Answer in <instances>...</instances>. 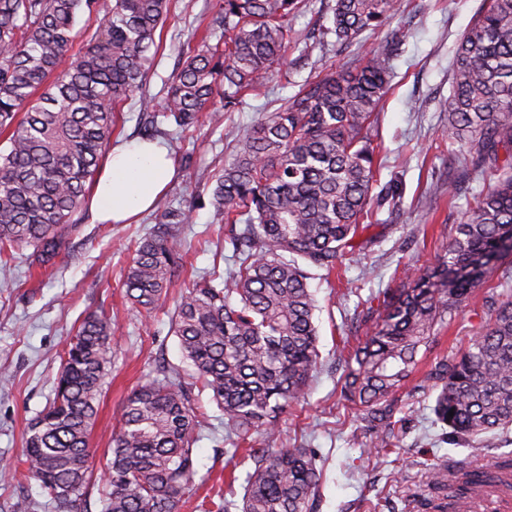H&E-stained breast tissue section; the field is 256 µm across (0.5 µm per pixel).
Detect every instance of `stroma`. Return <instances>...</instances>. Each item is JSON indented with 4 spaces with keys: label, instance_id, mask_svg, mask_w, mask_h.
<instances>
[{
    "label": "stroma",
    "instance_id": "stroma-1",
    "mask_svg": "<svg viewBox=\"0 0 512 512\" xmlns=\"http://www.w3.org/2000/svg\"><path fill=\"white\" fill-rule=\"evenodd\" d=\"M482 2L402 0L399 15L344 48L331 35L303 43V36L326 23L334 4L303 0L300 12L290 19L301 41L289 45L279 74L266 88L246 96L236 111L225 113L221 124L204 116L195 128L182 132L165 120L149 133L168 146L177 168L154 210L130 224H100L82 211L77 231L52 268L31 270L19 258L10 272L0 273V372L9 376L0 383V469L16 464L29 423L52 398L61 356L79 320L91 312L105 313L114 328L112 367L90 439L93 479L88 494L89 512H101L107 450L122 404L137 384L154 376L157 363L173 375L188 371L170 329L172 304L144 317L124 296L122 282L135 243L152 231L162 213L178 206L191 211L192 221L181 230L185 263L170 296L209 272L226 273L231 255L227 227L212 206L197 204L198 197L210 193L201 172L222 170L233 158L235 136L253 127L262 113L284 105L317 73L358 66L366 51L380 43L391 44L394 52L390 89L378 111L382 163L376 187H395L396 195L376 205L366 232L368 244L358 261L343 260L330 276L311 269L320 364L306 401L280 415V436H257L256 445L315 449L323 474L319 512H435L447 491L431 482L432 471L458 466L482 471L499 454L512 452V433L490 445L450 443L433 413L431 372L479 335L486 318L484 298L498 284L494 278L475 288L446 324L435 326L418 371L395 394L389 455L376 456L378 428L348 414L340 396L347 362L344 346L375 325L366 316L367 298L405 287L404 268L432 266L457 224L471 214L482 188L475 182L449 194L459 147L442 134L455 50ZM214 3L171 0L167 19L155 34L158 52L147 94L164 96L178 70L180 46L199 22L211 21ZM197 403L204 420L194 449L196 467L208 475L206 490L216 499L225 492L224 450L231 442L210 393L199 394ZM20 500L29 503L30 512H50L35 479L19 475L0 481V512H13Z\"/></svg>",
    "mask_w": 512,
    "mask_h": 512
}]
</instances>
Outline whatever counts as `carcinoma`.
<instances>
[{
  "mask_svg": "<svg viewBox=\"0 0 512 512\" xmlns=\"http://www.w3.org/2000/svg\"><path fill=\"white\" fill-rule=\"evenodd\" d=\"M302 0H216L224 38L182 44L181 67L159 102L140 109L186 130L202 113L218 123L247 92L268 84L296 41L288 17ZM0 0V270L12 253L32 249L31 264L49 268L75 231L74 216L109 152L117 112L143 89L154 66V36L169 0ZM400 0H335L323 35L350 46L398 14ZM95 32L71 48L86 28ZM391 46L373 47L353 70L301 85L281 108L264 112L235 139L209 201L231 225L233 264L216 284L204 279L174 299L171 331L192 368L191 381L163 376L125 400L112 436L101 512H178L196 494V388L224 413L233 447L228 462L246 471L241 501L216 512H314L321 485L311 448H256L253 435L274 434L284 409L305 400L317 370L316 302L307 268L327 272L365 242L376 183L371 125L391 78ZM220 107L209 110L214 100ZM445 135L459 144L467 180L493 177L436 264L410 287L383 298L373 331L354 353L342 394L364 418L386 427L393 395L412 374L430 331L470 291L512 269V0H484L452 66ZM172 209L137 245L123 282L138 312L167 301L183 267L180 225ZM489 318L461 356L435 366L433 412L448 437L512 430V300L486 297ZM112 365V320L93 312L79 323L62 359L54 398L28 426L20 464L40 482L53 512H85L89 436ZM453 416H448L449 412Z\"/></svg>",
  "mask_w": 512,
  "mask_h": 512,
  "instance_id": "obj_1",
  "label": "carcinoma"
}]
</instances>
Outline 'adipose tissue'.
Listing matches in <instances>:
<instances>
[{"label":"adipose tissue","instance_id":"ef3b65f1","mask_svg":"<svg viewBox=\"0 0 512 512\" xmlns=\"http://www.w3.org/2000/svg\"><path fill=\"white\" fill-rule=\"evenodd\" d=\"M175 173L168 148L134 141L113 147L90 200L102 223L126 224L154 206Z\"/></svg>","mask_w":512,"mask_h":512}]
</instances>
